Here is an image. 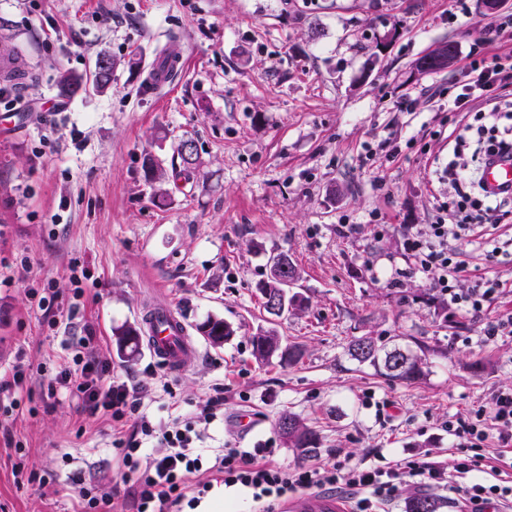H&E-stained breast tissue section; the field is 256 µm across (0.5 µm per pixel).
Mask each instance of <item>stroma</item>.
I'll return each mask as SVG.
<instances>
[{"mask_svg":"<svg viewBox=\"0 0 512 512\" xmlns=\"http://www.w3.org/2000/svg\"><path fill=\"white\" fill-rule=\"evenodd\" d=\"M0 0V44L14 50L10 99L0 102V278L21 260L31 273L0 288V371L17 349L33 364L65 362L66 342L93 328L102 359L148 386L156 417L189 413L224 390V422L212 449L270 443L272 464L302 463L280 436V415L316 431L313 465L338 459L396 462L455 451L449 421L469 418L512 388V336L482 341L485 323L512 313V266L490 267L464 248L470 279L499 275L505 286L480 316L451 314L426 279L390 283L405 267L399 227L455 221L436 205L449 136L459 113L431 97L454 90L471 60L512 56V38L485 29L512 15V0L485 12L467 0ZM177 36L182 64L161 91L144 83ZM452 64L423 73L417 61L445 42ZM114 61L110 85L92 87L99 56ZM78 78L60 95L61 74ZM201 165L191 180L170 175L181 139ZM166 170L147 181L146 159ZM344 224L362 225L346 235ZM388 232L376 237V225ZM287 254L306 297L296 314L270 318L258 287L270 260ZM52 280L73 318L43 323L29 288ZM82 297H75V289ZM156 299L178 313L199 346L169 372L146 346L118 353L113 330L141 325ZM237 329L224 345L200 331L207 317ZM275 330L306 348L294 366L258 363L251 338ZM369 334L424 351L413 383L392 381L347 355ZM16 424L26 473L54 484L17 483L0 445L5 512H72V490H124L112 428L86 419L68 395L38 383L22 393ZM257 426L238 429L241 413Z\"/></svg>","mask_w":512,"mask_h":512,"instance_id":"obj_1","label":"stroma"}]
</instances>
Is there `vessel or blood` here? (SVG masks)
<instances>
[{
	"label": "vessel or blood",
	"instance_id": "b4317fda",
	"mask_svg": "<svg viewBox=\"0 0 512 512\" xmlns=\"http://www.w3.org/2000/svg\"><path fill=\"white\" fill-rule=\"evenodd\" d=\"M477 178L487 192L512 193V153L486 157L477 169ZM145 324L146 346L164 368L175 372L185 361L197 358L185 323L171 309H150ZM285 512H343V506L335 496L310 492L292 500Z\"/></svg>",
	"mask_w": 512,
	"mask_h": 512
}]
</instances>
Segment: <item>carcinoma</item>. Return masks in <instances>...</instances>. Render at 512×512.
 Returning a JSON list of instances; mask_svg holds the SVG:
<instances>
[{
	"mask_svg": "<svg viewBox=\"0 0 512 512\" xmlns=\"http://www.w3.org/2000/svg\"><path fill=\"white\" fill-rule=\"evenodd\" d=\"M187 141H181L177 146L179 164L173 167L175 177L188 181L197 168L199 157L197 149L186 150ZM274 263H282L288 267L287 277H279L269 273L267 280L259 286L261 306L263 310L274 317H280L284 311L297 312L306 305V298L291 291L298 280V273L293 263L285 255L278 256ZM276 298L284 303L285 309L277 312L268 307V300ZM211 343L221 346L236 334V328L222 319L209 318L201 325ZM118 343L126 344L130 353H135L137 347V330L124 326L115 330ZM253 355L259 361H268L273 357L281 361L296 362L304 355V350L296 344H282V340L272 331H259L252 338ZM348 355L360 365H369L379 374L396 381L411 382L422 374V357L408 349L397 346L390 347L380 344L372 336H358L351 340ZM290 422L288 429H283L284 422ZM278 428L288 441V447L296 449L303 457L317 455L319 446L317 440L305 421L294 414H285L278 420ZM441 502L429 495H415L408 500L407 512H439Z\"/></svg>",
	"mask_w": 512,
	"mask_h": 512,
	"instance_id": "cac0c4a2",
	"label": "carcinoma"
}]
</instances>
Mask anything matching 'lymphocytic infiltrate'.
<instances>
[{
	"instance_id": "1",
	"label": "lymphocytic infiltrate",
	"mask_w": 512,
	"mask_h": 512,
	"mask_svg": "<svg viewBox=\"0 0 512 512\" xmlns=\"http://www.w3.org/2000/svg\"><path fill=\"white\" fill-rule=\"evenodd\" d=\"M470 74L469 81L449 95L448 109L478 111L479 122L460 125L455 131L454 158L444 170L448 199L438 206L442 212L454 211L457 221L425 229L403 225L400 238L410 266L396 269L392 278L397 281L411 273L429 276L431 290L447 298L450 308L479 314L503 283L482 277L468 291H457V282L468 273L464 248L482 230L486 233L481 243L487 261L512 263V237L504 239L497 234L512 209V195L485 194L460 157L473 139L483 142L487 154L512 151V101L500 93L501 88L512 84V64H505L498 56L474 61ZM35 375L46 381L49 395L67 391L83 414L113 424V454L129 487L119 501L113 495L98 497L91 488L80 487L74 512H195L218 487L249 499L252 512H278L281 504L294 496L336 488L351 492L353 512H383L397 500L400 487L408 483L446 489L469 504L494 500L512 505V481L494 482L480 474L489 439L512 443L511 388L494 392L468 419L449 422L448 433L455 438L461 455L448 466L439 465L426 454L395 464L335 461L321 467H276L268 462L270 448L262 444L204 454L201 445L207 426L224 418L223 393L200 401L190 416L155 421L144 407L147 388L113 376L90 329L70 344L68 360L59 369L32 372L20 351L11 368L0 374V394L8 399L6 406H0V440L15 451L23 449L12 431L20 394Z\"/></svg>"
}]
</instances>
